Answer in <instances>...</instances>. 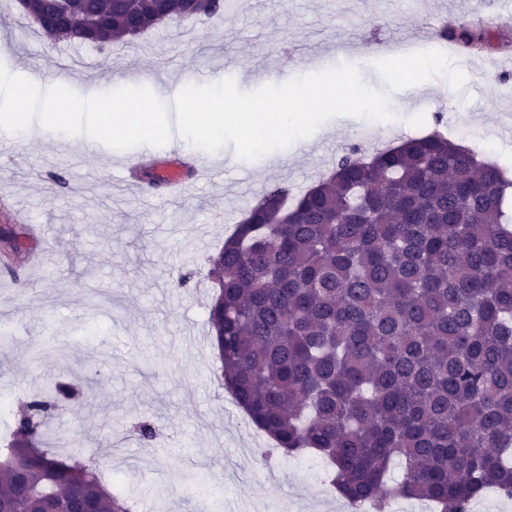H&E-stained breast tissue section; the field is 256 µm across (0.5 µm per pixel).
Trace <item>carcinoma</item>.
I'll use <instances>...</instances> for the list:
<instances>
[{"instance_id":"obj_1","label":"carcinoma","mask_w":512,"mask_h":512,"mask_svg":"<svg viewBox=\"0 0 512 512\" xmlns=\"http://www.w3.org/2000/svg\"><path fill=\"white\" fill-rule=\"evenodd\" d=\"M51 42L132 43L185 0H36ZM440 40L492 45L483 29ZM512 180L439 132L336 159L298 193L269 188L209 258L217 380L272 440L312 451L330 486L381 507L427 500L469 512L512 496ZM77 390L33 393L0 448V512H136L96 465L41 448ZM399 464L401 476L388 474Z\"/></svg>"}]
</instances>
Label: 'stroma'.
I'll return each instance as SVG.
<instances>
[{
  "mask_svg": "<svg viewBox=\"0 0 512 512\" xmlns=\"http://www.w3.org/2000/svg\"><path fill=\"white\" fill-rule=\"evenodd\" d=\"M436 15L512 37V15L495 0H248L233 18L174 22L128 45H51L19 22L13 0H0V109L25 103L32 127L0 152V327L10 334L0 346V403L18 404L59 377L79 383V405L53 420L47 446L74 443L103 478L120 476L146 512H340L320 459L258 456L242 409L208 367V259L272 184L315 186L354 144L370 154L435 129L452 138L474 121L472 151L512 178V49L460 53L431 41L464 72L461 90L435 78L420 93H391L394 121L334 117L313 140L255 161L231 144L184 152L174 104L158 89L237 66L251 92L352 64L381 90L375 61L394 55V41L428 33ZM22 71L59 89L92 88L61 137L43 131L40 92L20 93ZM112 98L150 112L164 137H106L100 115ZM61 138L97 151L55 157ZM213 162L239 193L190 174L191 194L176 196L132 177L136 166L156 173ZM184 274L189 282L176 286ZM142 420L154 441L138 440Z\"/></svg>",
  "mask_w": 512,
  "mask_h": 512,
  "instance_id": "1",
  "label": "stroma"
}]
</instances>
